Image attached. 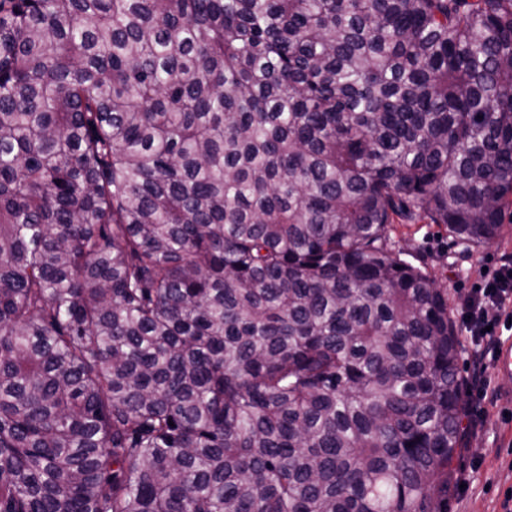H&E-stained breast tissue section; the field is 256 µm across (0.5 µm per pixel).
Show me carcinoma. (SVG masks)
I'll return each mask as SVG.
<instances>
[{
	"mask_svg": "<svg viewBox=\"0 0 512 512\" xmlns=\"http://www.w3.org/2000/svg\"><path fill=\"white\" fill-rule=\"evenodd\" d=\"M511 196L512 0H0V512H448Z\"/></svg>",
	"mask_w": 512,
	"mask_h": 512,
	"instance_id": "1",
	"label": "carcinoma"
}]
</instances>
